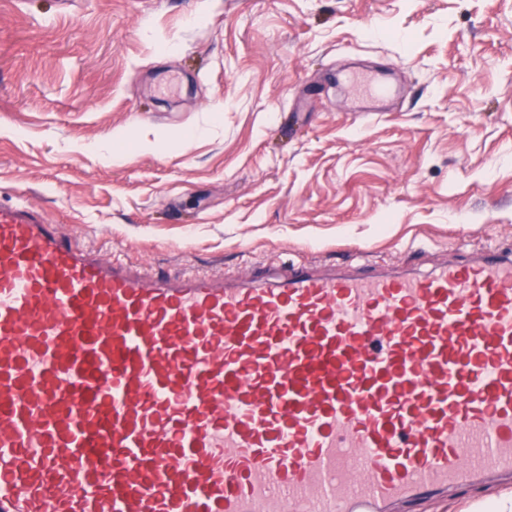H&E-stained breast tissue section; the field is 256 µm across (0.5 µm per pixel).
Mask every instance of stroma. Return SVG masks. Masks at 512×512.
<instances>
[{"label":"stroma","instance_id":"obj_1","mask_svg":"<svg viewBox=\"0 0 512 512\" xmlns=\"http://www.w3.org/2000/svg\"><path fill=\"white\" fill-rule=\"evenodd\" d=\"M374 69L389 110L351 112L338 74ZM20 199L170 275L512 251V0H0V204Z\"/></svg>","mask_w":512,"mask_h":512}]
</instances>
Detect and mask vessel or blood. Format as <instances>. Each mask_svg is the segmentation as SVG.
Returning <instances> with one entry per match:
<instances>
[{
  "label": "vessel or blood",
  "mask_w": 512,
  "mask_h": 512,
  "mask_svg": "<svg viewBox=\"0 0 512 512\" xmlns=\"http://www.w3.org/2000/svg\"><path fill=\"white\" fill-rule=\"evenodd\" d=\"M502 472L512 252L166 276L0 204V512H387Z\"/></svg>",
  "instance_id": "b4317fda"
}]
</instances>
